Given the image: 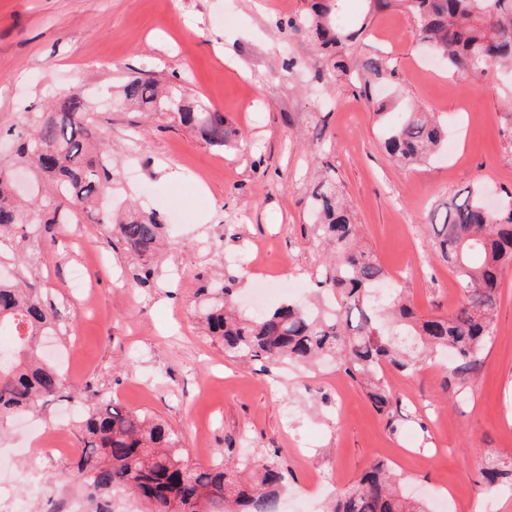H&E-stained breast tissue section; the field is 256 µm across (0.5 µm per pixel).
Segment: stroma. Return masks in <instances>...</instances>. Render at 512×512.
I'll list each match as a JSON object with an SVG mask.
<instances>
[{
	"label": "stroma",
	"instance_id": "1",
	"mask_svg": "<svg viewBox=\"0 0 512 512\" xmlns=\"http://www.w3.org/2000/svg\"><path fill=\"white\" fill-rule=\"evenodd\" d=\"M303 8L304 0H0V128L84 81L122 166L113 208L181 211L151 288L133 283L100 225L34 226L29 267L55 299L66 330L59 350L72 355L64 372L82 399L55 398L0 434V512L20 499L28 512H64L68 495L95 512L80 485L56 475L74 459L78 416L96 390L165 421L192 464L225 448L238 458L278 449L288 474L281 512L303 501L321 512L376 460L429 512H454L460 494L512 512V487L478 482L487 460L512 458V268L484 363L461 391H443L440 361L410 374L384 368L397 408L391 426L341 370L265 372L225 354L197 325L201 287L229 276L241 281L246 313L259 277L300 283L313 297L328 249L312 191L326 174L393 293L422 315H447L462 298L432 250L430 212L478 184L496 205L512 200V74L448 70L401 7L370 17L364 0H344L351 26L367 27L359 56L388 58L397 77L368 97L353 76L327 89L313 46L276 25ZM141 70L222 112L223 145L171 117L122 109L119 90ZM409 111L434 113L451 147L406 169L382 132L391 113ZM78 263L91 283L81 294L69 279Z\"/></svg>",
	"mask_w": 512,
	"mask_h": 512
}]
</instances>
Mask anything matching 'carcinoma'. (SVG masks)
<instances>
[{"label":"carcinoma","mask_w":512,"mask_h":512,"mask_svg":"<svg viewBox=\"0 0 512 512\" xmlns=\"http://www.w3.org/2000/svg\"><path fill=\"white\" fill-rule=\"evenodd\" d=\"M368 13L399 4L418 24L421 40L440 54L451 70L484 71L512 67V0H366ZM290 35H305L317 45L319 78L333 83L362 69L363 89L392 82L395 69L383 57L358 60L354 45L360 30L341 22V0H309V8L279 22ZM131 112L177 115L179 123L209 142L224 144V114L190 101L174 86L162 87L140 72L122 86ZM16 142L14 164L32 170L43 188L39 198H19L13 170L0 165V265L16 272L0 277V330L10 331L11 346L0 348V430L23 414L71 389L65 373L41 351L44 336H59L54 299L26 270L17 247L30 238L31 225L100 224L127 255H155L166 224L156 211L127 216L104 206L117 171L112 145L95 125L84 94L74 84L68 94L29 112L7 130ZM444 131L427 112H401L387 128L384 147L404 168L425 162L441 145ZM321 236L335 252L315 273L334 306L281 303L259 314L236 313L234 276L212 284V304L202 314L207 335L224 352L263 370L294 363L302 367L332 361L363 384L375 410L394 427L390 391L381 383L383 366L413 372L422 358L450 351L444 385L463 386L482 367L488 336L501 295L502 272L512 264V206L488 209L482 190L472 187L434 216L435 252L458 278L463 297L446 316L420 317L406 304L386 300V275L360 245L357 225L341 201L336 181L327 176L313 192ZM82 452L58 477L83 487L91 500L124 488L146 512H277L287 477L273 455L253 463L186 462L174 432L159 418L132 412L110 398L86 408L78 425ZM512 481V460L492 461L481 484L493 488ZM326 512H428L406 496L395 469L373 462L350 486L336 491Z\"/></svg>","instance_id":"carcinoma-1"}]
</instances>
